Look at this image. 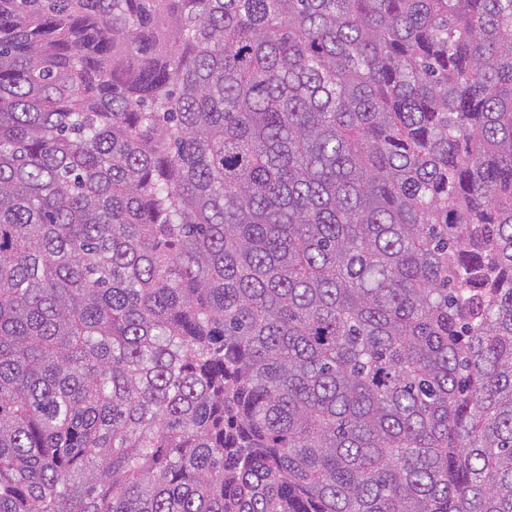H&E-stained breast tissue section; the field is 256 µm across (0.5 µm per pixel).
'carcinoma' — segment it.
I'll return each mask as SVG.
<instances>
[{"mask_svg": "<svg viewBox=\"0 0 512 512\" xmlns=\"http://www.w3.org/2000/svg\"><path fill=\"white\" fill-rule=\"evenodd\" d=\"M0 512H512V0H0Z\"/></svg>", "mask_w": 512, "mask_h": 512, "instance_id": "carcinoma-1", "label": "carcinoma"}]
</instances>
